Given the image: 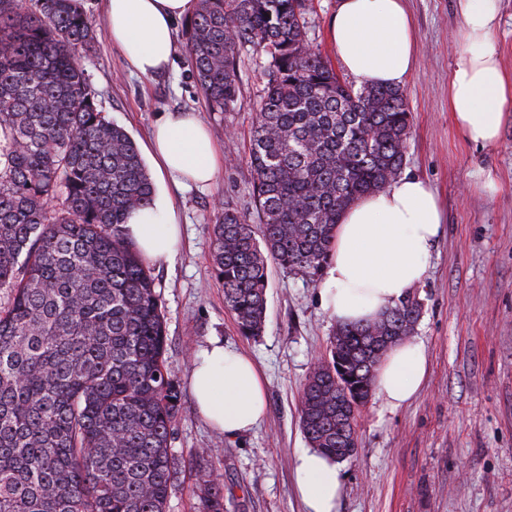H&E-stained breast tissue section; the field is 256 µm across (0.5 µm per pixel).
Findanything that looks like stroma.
Masks as SVG:
<instances>
[{
	"label": "stroma",
	"instance_id": "35a3bbf8",
	"mask_svg": "<svg viewBox=\"0 0 512 512\" xmlns=\"http://www.w3.org/2000/svg\"><path fill=\"white\" fill-rule=\"evenodd\" d=\"M407 8L420 49L402 86L413 115L403 170L431 186L443 212L427 277L414 290L422 310L413 339L424 344L429 371L410 405L390 411L374 396L363 408L339 512H512V107L497 144L464 140L448 110L462 48L458 0H407ZM175 29L174 65L153 77L129 72L104 36L81 59L107 116L139 148L164 113L192 109L219 154L209 188L154 182L174 199L183 224L173 264L152 269L182 390L172 446L185 456L206 451L224 512H305L294 484L295 458L306 446L300 399L336 322L320 303L319 281L274 266L262 335L239 333L212 270V227L221 206L257 216L249 138L265 76L260 59L244 55L236 108L212 111L191 70L184 21ZM215 337L257 360L267 390L264 421L235 439L200 418L189 392L194 355Z\"/></svg>",
	"mask_w": 512,
	"mask_h": 512
}]
</instances>
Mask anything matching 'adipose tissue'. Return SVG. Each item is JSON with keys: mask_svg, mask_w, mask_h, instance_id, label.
I'll use <instances>...</instances> for the list:
<instances>
[{"mask_svg": "<svg viewBox=\"0 0 512 512\" xmlns=\"http://www.w3.org/2000/svg\"><path fill=\"white\" fill-rule=\"evenodd\" d=\"M464 17L448 110L461 136L488 146L498 141L512 76L493 43L498 0H459ZM196 10V0H105V26L132 72L150 76L166 69L175 50L174 24ZM328 38L351 76L368 85L398 87L412 72L419 51L405 0H337ZM150 154L178 184L213 183L219 160L207 127L193 112H169L152 132ZM442 232V211L429 184L402 176L343 211L321 286V302L337 322L367 324L380 319L425 278ZM123 233L149 264L173 262L180 227L173 203L155 197L132 211ZM428 373L424 347L404 341L383 357L374 388L390 410L410 404ZM190 388L201 416L234 438L254 430L266 413L261 373L248 356L212 340L199 350ZM296 488L306 512H337L344 473L340 461L306 448L295 459Z\"/></svg>", "mask_w": 512, "mask_h": 512, "instance_id": "ef3b65f1", "label": "adipose tissue"}]
</instances>
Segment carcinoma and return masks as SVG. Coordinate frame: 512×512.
Here are the masks:
<instances>
[{"label": "carcinoma", "mask_w": 512, "mask_h": 512, "mask_svg": "<svg viewBox=\"0 0 512 512\" xmlns=\"http://www.w3.org/2000/svg\"><path fill=\"white\" fill-rule=\"evenodd\" d=\"M309 10L199 0L185 25L214 111L238 102L243 52L264 62L249 148L259 227L230 207L213 225L214 274L244 336L263 332L269 262L317 276L342 212L391 184L412 135L400 89H357L313 49ZM97 41L77 0H0V512H167L182 472L165 310L123 234L155 187L81 66ZM420 310L409 295L376 323L336 327L301 395L309 447L356 457L351 422ZM197 470L198 512H224L223 488Z\"/></svg>", "instance_id": "obj_1"}]
</instances>
